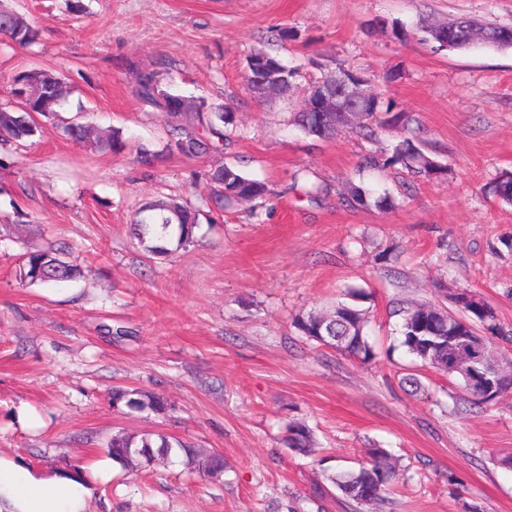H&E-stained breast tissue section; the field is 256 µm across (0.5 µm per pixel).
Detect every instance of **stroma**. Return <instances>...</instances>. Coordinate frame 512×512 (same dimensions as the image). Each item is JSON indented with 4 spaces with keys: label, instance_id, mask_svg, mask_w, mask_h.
Listing matches in <instances>:
<instances>
[{
    "label": "stroma",
    "instance_id": "stroma-1",
    "mask_svg": "<svg viewBox=\"0 0 512 512\" xmlns=\"http://www.w3.org/2000/svg\"><path fill=\"white\" fill-rule=\"evenodd\" d=\"M8 2L39 39L0 50V97L21 67L62 74L74 87L64 111L122 130L127 146L96 151L47 123L0 158V450L53 467L106 456L119 432L161 433L224 457L216 478L173 459L125 468L101 486L96 512H512V470L498 463L512 454V392L476 407L458 379L429 368L424 391H405L414 359L391 314L398 301H436L443 284L479 291L512 326V205L494 190L512 173V50L440 52L417 28L460 15L512 26V0H82L79 20L66 0ZM396 21L407 40L392 38ZM259 47L299 68L292 96L247 94L245 58ZM161 57L179 93L234 100L223 151L136 162L137 144L159 149L166 135L130 70ZM340 65L415 116L421 150L447 178L357 174L368 142L290 125L308 84ZM221 162L269 185L263 207L214 210L194 247L148 257L133 234L138 208L159 194L208 198L204 172ZM358 175L397 208L347 203ZM60 247L80 279L20 280L26 252ZM349 288L369 311L377 357L365 364L292 326ZM116 387L159 394L168 410L114 406ZM292 421L313 430L311 454L282 445ZM373 448L402 478L385 504L355 508L325 475L359 468Z\"/></svg>",
    "mask_w": 512,
    "mask_h": 512
}]
</instances>
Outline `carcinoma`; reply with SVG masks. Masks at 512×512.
Here are the masks:
<instances>
[{"label": "carcinoma", "instance_id": "obj_1", "mask_svg": "<svg viewBox=\"0 0 512 512\" xmlns=\"http://www.w3.org/2000/svg\"><path fill=\"white\" fill-rule=\"evenodd\" d=\"M38 31L23 14L0 0V37L16 46L35 43ZM247 69L256 64L270 69L286 96L294 87L296 71L284 66L270 52L256 48L246 59ZM172 62L160 58L153 65L133 70V92L147 106L164 114L166 118L165 150L189 160H198L224 146L230 139L227 127L233 124L231 107L227 103H213L204 97H189V102L177 107L182 95L172 90L168 78ZM71 94V86L61 76L38 67L17 71L11 76L9 91L0 100V144L20 147L41 133L42 122L51 121L63 134L79 142L91 144L100 151L119 153L126 143L122 131H97L79 119L63 115L61 108ZM414 122L411 114L392 112L383 108L380 96H375L362 120L351 127L357 137L375 145L363 157L357 172L383 170L400 165L413 173L437 178L448 174V167L426 155L410 137H405L390 148L379 146V130L410 131ZM291 125L303 133L319 139H329L340 119L325 112L293 113ZM137 162L147 168L155 165L160 152L142 143L135 150ZM214 193L222 200L257 202L271 195L263 182L249 178L231 163L216 165L206 174ZM495 192L501 200L512 204V174L500 176ZM212 218L201 206L172 197L158 198L141 206L134 218L138 227V243L144 253L168 257L195 246V228L199 216ZM81 275L80 269L62 260L54 252L28 253L19 267V278L29 284L59 283ZM363 292L351 289L346 299L336 302L326 315L310 312L294 320L293 327L307 340L320 346L333 348L363 362L375 357L368 342L365 327L366 311L356 300ZM453 310L443 303H422L402 307L401 343L422 367H430L448 377H458L466 390L480 403L493 400L500 390L512 385V378L501 374L493 362V351L500 344H512V327L500 323L494 309L475 290L456 291L449 295ZM455 336H467L473 341L485 340L483 363L477 364L472 356L453 355L449 341ZM341 342H336V339ZM112 404H122L130 410L162 414L166 403L160 397L138 390L115 388ZM286 447L307 453L312 449V434L308 426L288 424ZM109 454L121 466L136 460L147 468L159 459L170 456L181 458L189 473L217 477L224 472V458L218 454H205L184 442L159 433L141 436L118 433L112 436ZM328 480L349 503L366 505L383 498L388 485L398 480L395 468L386 462V452L373 449L369 463L357 470H343L326 475Z\"/></svg>", "mask_w": 512, "mask_h": 512}]
</instances>
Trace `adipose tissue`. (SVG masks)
I'll use <instances>...</instances> for the list:
<instances>
[{
	"instance_id": "1",
	"label": "adipose tissue",
	"mask_w": 512,
	"mask_h": 512,
	"mask_svg": "<svg viewBox=\"0 0 512 512\" xmlns=\"http://www.w3.org/2000/svg\"><path fill=\"white\" fill-rule=\"evenodd\" d=\"M117 467L105 456L74 469L39 468L0 453V512H95L97 488Z\"/></svg>"
}]
</instances>
